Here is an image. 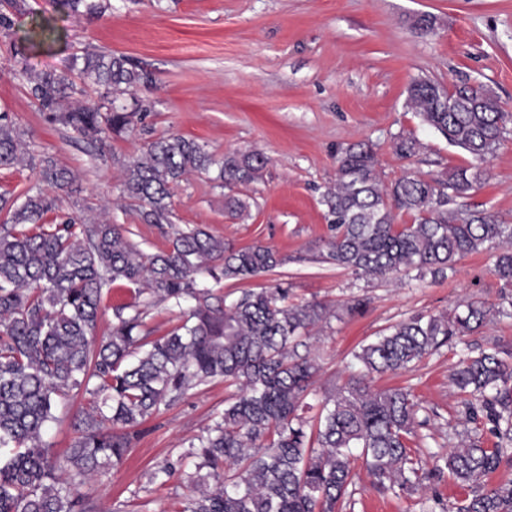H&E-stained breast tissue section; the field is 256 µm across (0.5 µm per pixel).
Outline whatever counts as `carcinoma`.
<instances>
[{"label": "carcinoma", "instance_id": "1", "mask_svg": "<svg viewBox=\"0 0 512 512\" xmlns=\"http://www.w3.org/2000/svg\"><path fill=\"white\" fill-rule=\"evenodd\" d=\"M60 12L102 16L112 0H55ZM45 120L80 135L103 152L106 140L131 133L141 118L135 97L153 84L150 73L121 55L86 51L63 71L20 69ZM83 84L99 88L98 101L80 100ZM407 104L424 123L477 163L448 179L408 172L389 185L377 174L373 149L350 145L340 152L336 182L322 194L331 235L330 263L357 275L442 273L485 244L499 249L496 277L512 287V225L485 210L455 206L484 181L479 162L492 154L512 124V113L482 85L447 89L427 79L407 88ZM414 137H394L402 158L416 156ZM38 163L42 183L65 191L71 172L48 156L28 155L14 118L0 112V167ZM267 164L259 153L216 159L182 135L160 136L121 162L122 195L138 203L144 224H167L171 190L191 172L216 171L218 186L252 182ZM414 223H395L394 210ZM0 512H93L78 494L75 477L118 467L133 430L169 407L193 386L222 380L239 393L224 403L221 421L190 442L195 459L186 474L195 489L185 512H336L353 495V449L373 487L408 494L426 491L423 480L448 474L469 494L455 512H512V482L488 485L501 466H512V350L497 344L463 356L450 374L466 398V420L487 421L495 437L484 447L475 436L452 448L443 463L424 470L411 437L419 405L407 388H376L374 377L407 370L439 347L453 345L503 310L484 302L465 309L400 322L354 353L361 372L320 405L317 422L305 413L319 374L303 337L328 318L319 302H288L284 288L246 291L230 304L198 286L196 276L243 280L282 264L263 245L234 249L207 231L178 232L167 249L146 253L121 224H88L64 210L61 199L38 188L21 200L0 195ZM55 214L52 222L44 217ZM141 284L142 303L112 307L109 332L94 333L104 313L103 289L116 281ZM181 322L157 338L146 329L148 308L172 302ZM83 390L102 407L76 415L78 436L65 457L43 441L56 420L57 400Z\"/></svg>", "mask_w": 512, "mask_h": 512}]
</instances>
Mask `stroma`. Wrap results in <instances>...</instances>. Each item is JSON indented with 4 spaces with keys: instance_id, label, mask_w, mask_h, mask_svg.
I'll use <instances>...</instances> for the list:
<instances>
[{
    "instance_id": "35a3bbf8",
    "label": "stroma",
    "mask_w": 512,
    "mask_h": 512,
    "mask_svg": "<svg viewBox=\"0 0 512 512\" xmlns=\"http://www.w3.org/2000/svg\"><path fill=\"white\" fill-rule=\"evenodd\" d=\"M435 17L433 33L414 19ZM50 20L61 42L26 49L29 66L62 70L73 56L95 49L126 56L151 71V89L136 95L147 110L129 136L112 138L103 155L72 130L45 121L19 74L15 47L35 21ZM0 29V112L14 116L29 149L53 157L76 177V197H63L64 209L91 219L124 225L129 240L145 252L165 248L175 231L201 228L234 248L264 245L284 262L245 280L214 281L202 274L199 287L226 301L247 289H287L291 301H317L332 316L307 340L321 371L307 401L319 405L353 371L354 350L398 322L416 315L452 310L484 300L501 310L479 329L443 346L411 370L376 378L378 388L407 387L431 421L417 427L411 447L421 458L444 455L464 438L462 396L450 381L460 347L495 341L512 343V288L493 273L496 248H485L433 276L401 274L366 279L326 262L330 234L320 203L336 178L342 148L373 144L378 171L391 183L405 171L443 179L472 157L424 124L406 104L412 79L453 87L462 82L492 90L512 112V0H112L111 14H64L52 0H25ZM164 133L206 145L215 157L231 152L262 153L268 163L255 181L230 193L247 204L229 212L225 195L211 176L192 174L173 191L170 221L142 223L120 196L122 159ZM416 138L412 159L392 150L397 135ZM481 187L462 206L486 209L512 224V135L486 157ZM363 301L361 312L348 305ZM233 393L217 380L187 390L183 398L146 421L123 465L83 480L78 490L96 512H184L193 495L181 473L160 474L163 464L191 469L182 456L190 440L205 434ZM89 396L71 394L60 402L44 440L54 451L69 448L78 410L90 409ZM353 467L361 479L351 506L342 512H422L424 498L452 507L468 494L451 477L428 482L425 496L379 492L365 477L361 457Z\"/></svg>"
}]
</instances>
